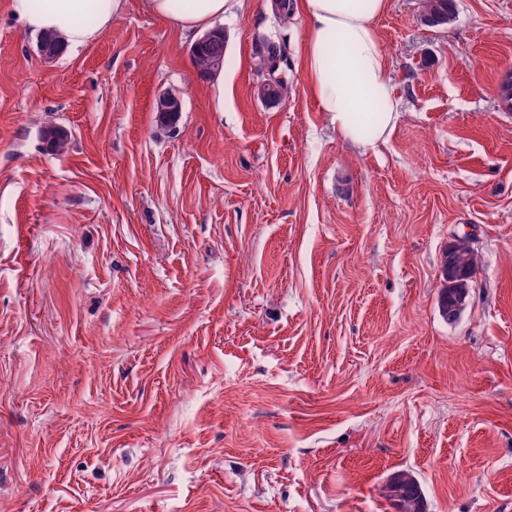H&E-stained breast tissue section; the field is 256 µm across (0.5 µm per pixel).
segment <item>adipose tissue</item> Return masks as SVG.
Masks as SVG:
<instances>
[{
	"label": "adipose tissue",
	"instance_id": "1",
	"mask_svg": "<svg viewBox=\"0 0 512 512\" xmlns=\"http://www.w3.org/2000/svg\"><path fill=\"white\" fill-rule=\"evenodd\" d=\"M245 0H142L147 14L190 34L243 10ZM126 0H10L25 28L57 34L64 48L94 41L120 16ZM387 0H297L306 22L302 65L321 112L342 137L365 148L386 139L399 120L388 63L375 21ZM94 17V26L84 23Z\"/></svg>",
	"mask_w": 512,
	"mask_h": 512
}]
</instances>
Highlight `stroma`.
<instances>
[{"mask_svg": "<svg viewBox=\"0 0 512 512\" xmlns=\"http://www.w3.org/2000/svg\"><path fill=\"white\" fill-rule=\"evenodd\" d=\"M455 3L438 29L388 0L400 119L362 149L271 0L225 17L211 81L140 0L50 63L0 0V512H394L399 469L427 512H512V0ZM262 35L288 47L275 105ZM179 108H181V99L170 90L160 91L155 98V112L158 117L172 112L162 121L164 124H173L176 119L179 120ZM469 250L468 244L461 243L455 251L452 249V245H449L443 253L441 273L445 284H443L438 295V307L441 316L448 323H453L459 318V314L455 312V299L451 290L455 288L448 286L449 278L452 277L454 281L460 282L462 286L470 277L476 276L477 256L474 264L465 266L463 263V256ZM384 497L392 502L398 512H424L425 494L423 487L410 469L393 473L383 487Z\"/></svg>", "mask_w": 512, "mask_h": 512, "instance_id": "35a3bbf8", "label": "stroma"}]
</instances>
